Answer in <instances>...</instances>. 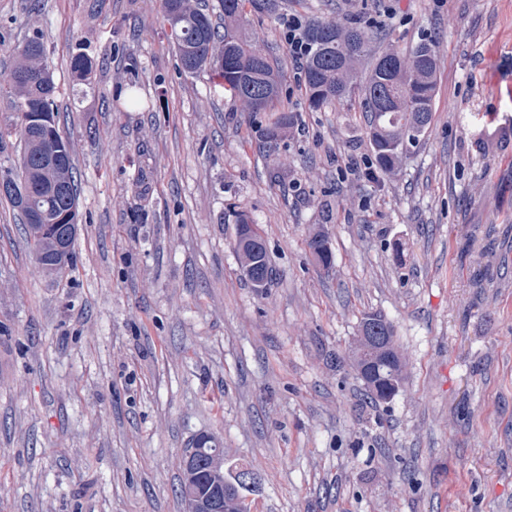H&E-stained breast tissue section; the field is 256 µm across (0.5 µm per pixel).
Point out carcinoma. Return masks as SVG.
Instances as JSON below:
<instances>
[{"mask_svg": "<svg viewBox=\"0 0 512 512\" xmlns=\"http://www.w3.org/2000/svg\"><path fill=\"white\" fill-rule=\"evenodd\" d=\"M224 9V34H219L211 17L193 7L190 0H163V8L171 23L178 57L195 56L190 72H214L224 83V90L242 100L251 111L265 112L278 100L281 92L279 71L267 58L254 49L242 36L238 18L242 0H221ZM371 25L354 22L341 26L331 22H317L308 27L306 40L312 46L304 67L305 87L310 106L320 108L333 101L353 96L359 99L365 112L366 130L374 161L385 173L393 172L407 146L419 141L432 120V103L436 90L437 55L435 42L421 40L410 52L400 53L385 49L375 58L366 78L358 75L357 65L371 52ZM32 52L20 54V61L7 79L0 82V92L9 96L16 114L15 131L19 133L22 148L19 157V183L33 180L30 207L57 217L68 209V199L77 195L73 179L74 163L66 150V140L54 131L55 144L66 151L67 191L49 195L42 190L49 175L38 171L41 142L26 137L27 115L22 104L27 101L42 105L49 113L52 126H57V86L51 74L34 83L19 80V75L40 63L44 49L40 37L26 41ZM92 62L84 54L70 60V68L80 78L91 72ZM237 246L244 247L241 262L256 270L269 268L267 251L253 248L264 244L255 231L250 216L238 215ZM27 243L32 254L45 255L48 262L58 264L41 230L26 226ZM310 253L323 269L333 265V256L327 238L314 233L306 240ZM407 357L398 344L391 322L378 312H366L359 324V336L350 368L357 374L372 398L391 399L399 391ZM254 486L241 480V474L224 479V504L233 508V502L246 499L244 491Z\"/></svg>", "mask_w": 512, "mask_h": 512, "instance_id": "1", "label": "carcinoma"}]
</instances>
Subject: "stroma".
I'll list each match as a JSON object with an SVG mask.
<instances>
[{"mask_svg": "<svg viewBox=\"0 0 512 512\" xmlns=\"http://www.w3.org/2000/svg\"><path fill=\"white\" fill-rule=\"evenodd\" d=\"M292 17L434 39L433 119L393 174L368 175L358 99L310 107ZM243 31L282 78L258 114L183 71L162 0H0V79L40 36L79 210L51 275L0 198V512H181L200 434L258 465L250 512H512V0H246ZM367 311L408 353L387 403L336 366ZM237 224H239L237 248L242 245L244 246L243 253H239L241 263L245 262L248 265H255L253 270L270 269L265 243L253 228L250 216L245 212H241L238 215ZM258 244L262 245L263 249L254 252L253 248ZM310 253L324 270H329L333 265V256L328 246L327 238L322 233H314L306 240Z\"/></svg>", "mask_w": 512, "mask_h": 512, "instance_id": "1", "label": "stroma"}]
</instances>
